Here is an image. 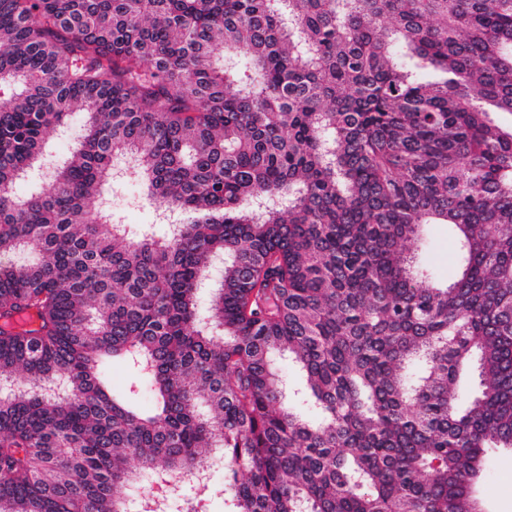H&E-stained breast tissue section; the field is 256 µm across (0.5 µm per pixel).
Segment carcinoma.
<instances>
[{"instance_id":"1","label":"carcinoma","mask_w":512,"mask_h":512,"mask_svg":"<svg viewBox=\"0 0 512 512\" xmlns=\"http://www.w3.org/2000/svg\"><path fill=\"white\" fill-rule=\"evenodd\" d=\"M501 112L512 0H0V512H131L137 470L202 509L218 454L230 512H474L512 450ZM122 153L201 218L91 210ZM422 250L424 257L436 272L446 278L453 261L454 251L452 241L448 237V226L446 224L430 225Z\"/></svg>"}]
</instances>
